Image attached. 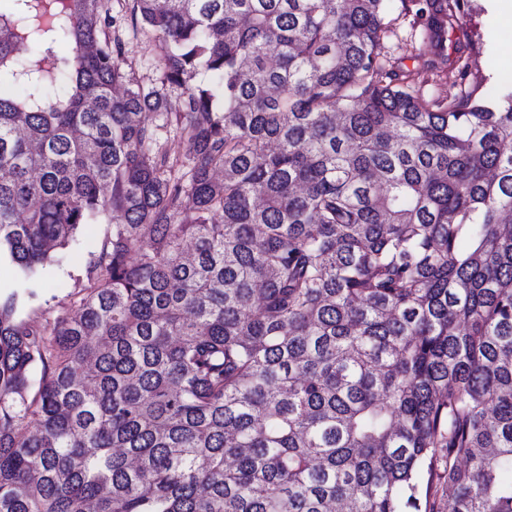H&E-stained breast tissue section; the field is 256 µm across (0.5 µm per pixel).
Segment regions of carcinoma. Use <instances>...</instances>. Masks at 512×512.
Returning a JSON list of instances; mask_svg holds the SVG:
<instances>
[{"label": "carcinoma", "instance_id": "1", "mask_svg": "<svg viewBox=\"0 0 512 512\" xmlns=\"http://www.w3.org/2000/svg\"><path fill=\"white\" fill-rule=\"evenodd\" d=\"M390 9L127 0L173 102L102 0L0 8V512H512V91L421 99ZM104 1L110 8L111 21L113 17L115 26L124 31L125 58L129 63L132 62L137 78L144 85L161 88L158 42L141 33H133L129 28V21L126 19L124 9H122L123 0ZM85 232L81 229L66 248L53 252V262L41 270L34 288L36 295L22 311L23 316L55 317L73 313L84 296L85 270L98 243L112 225L107 214L98 216Z\"/></svg>", "mask_w": 512, "mask_h": 512}]
</instances>
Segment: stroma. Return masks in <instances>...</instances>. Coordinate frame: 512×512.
<instances>
[{
    "label": "stroma",
    "mask_w": 512,
    "mask_h": 512,
    "mask_svg": "<svg viewBox=\"0 0 512 512\" xmlns=\"http://www.w3.org/2000/svg\"><path fill=\"white\" fill-rule=\"evenodd\" d=\"M122 3L106 0L110 17L124 32L125 57L144 85H159L160 48L153 38L130 30ZM490 4L491 0H469L466 13L448 28L449 64L439 70L431 67L433 56L423 20L411 13L402 14L400 6H393L389 13L393 34L385 39V50L390 59L400 60L403 69L428 76L422 87L424 98H443L465 85L481 84L493 92L512 87V72L503 65L512 57V28L498 23ZM111 225L110 216L100 215L89 230L78 232L66 248L54 252L52 263L37 276L36 295L29 300L25 315L52 318L76 310L84 295L85 270Z\"/></svg>",
    "instance_id": "35a3bbf8"
}]
</instances>
